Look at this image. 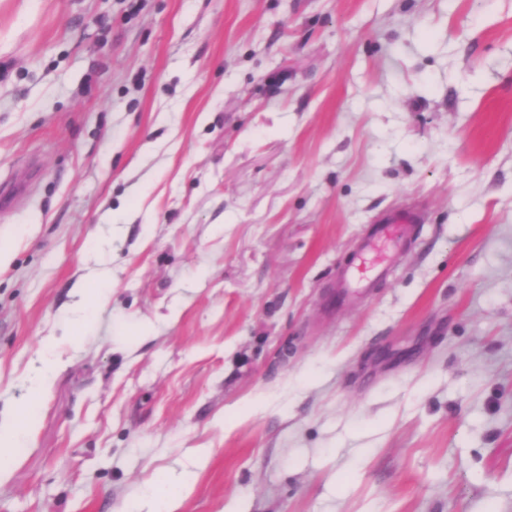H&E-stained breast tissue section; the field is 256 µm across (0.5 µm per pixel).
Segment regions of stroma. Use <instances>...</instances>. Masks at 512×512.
<instances>
[{
	"instance_id": "35a3bbf8",
	"label": "stroma",
	"mask_w": 512,
	"mask_h": 512,
	"mask_svg": "<svg viewBox=\"0 0 512 512\" xmlns=\"http://www.w3.org/2000/svg\"><path fill=\"white\" fill-rule=\"evenodd\" d=\"M0 248V512H512V0H0ZM408 218L400 221L401 224H378L372 235L366 240L358 252L355 262L346 271L342 282L344 293L338 296V300L345 295L357 296L364 290L371 288L374 281L381 276L385 267L378 265L375 267L367 266V255L372 252L377 243L381 240L400 239L407 231ZM57 371V362L52 355L42 361L38 378L31 389L30 398L14 407L11 417L0 423V478L8 471L13 461V449L31 434L30 409L44 392L47 383Z\"/></svg>"
}]
</instances>
